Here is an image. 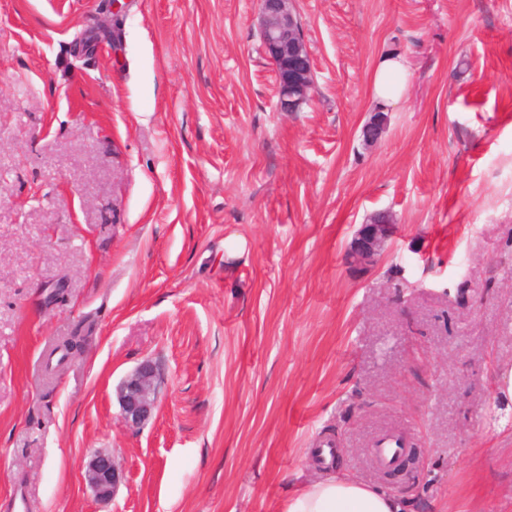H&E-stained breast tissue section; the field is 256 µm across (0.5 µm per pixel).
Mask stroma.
Masks as SVG:
<instances>
[{
    "label": "stroma",
    "instance_id": "obj_1",
    "mask_svg": "<svg viewBox=\"0 0 512 512\" xmlns=\"http://www.w3.org/2000/svg\"><path fill=\"white\" fill-rule=\"evenodd\" d=\"M295 6L315 92L283 112L258 0H0V512H285L329 436L380 484L388 431L423 456L390 487L417 512H512V0ZM387 50L412 81L369 145ZM394 230L395 224L359 225L346 250L347 262L359 268L377 264ZM159 373L151 359H145L128 375L118 389L121 416L131 427H140L158 402ZM121 470L112 454L96 451L90 457L83 471V481L101 501L115 496L121 479Z\"/></svg>",
    "mask_w": 512,
    "mask_h": 512
}]
</instances>
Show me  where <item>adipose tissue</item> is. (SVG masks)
<instances>
[{"label":"adipose tissue","instance_id":"ef3b65f1","mask_svg":"<svg viewBox=\"0 0 512 512\" xmlns=\"http://www.w3.org/2000/svg\"><path fill=\"white\" fill-rule=\"evenodd\" d=\"M412 73L399 53L382 55L371 77L372 100L378 110H393L405 98ZM413 501L351 476L330 475L297 492L286 512H413Z\"/></svg>","mask_w":512,"mask_h":512}]
</instances>
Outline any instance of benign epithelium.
Returning <instances> with one entry per match:
<instances>
[{"label":"benign epithelium","instance_id":"benign-epithelium-1","mask_svg":"<svg viewBox=\"0 0 512 512\" xmlns=\"http://www.w3.org/2000/svg\"><path fill=\"white\" fill-rule=\"evenodd\" d=\"M259 30L262 50L273 63L278 80V103L282 112H297L314 96L313 60L302 33L293 0H260ZM383 112L373 113L363 127L366 140H378L386 126ZM393 224H361L354 233L346 260L352 267L367 268L378 263L394 234ZM159 373L146 359L128 375L118 389L121 416L131 427H140L158 402ZM121 470L112 454L93 453L83 471V481L101 501L115 496Z\"/></svg>","mask_w":512,"mask_h":512}]
</instances>
